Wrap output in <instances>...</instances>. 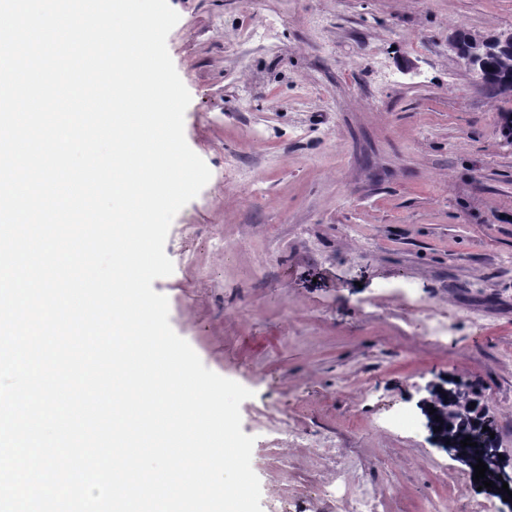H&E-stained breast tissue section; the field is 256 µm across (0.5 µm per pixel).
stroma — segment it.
I'll return each mask as SVG.
<instances>
[{"mask_svg": "<svg viewBox=\"0 0 512 512\" xmlns=\"http://www.w3.org/2000/svg\"><path fill=\"white\" fill-rule=\"evenodd\" d=\"M211 171L172 221L154 291L203 364L252 392L262 512L492 499L437 448L426 388L477 389L512 458V137L449 48L512 28V0H169ZM448 327L424 336L422 314ZM409 412L413 425L390 429Z\"/></svg>", "mask_w": 512, "mask_h": 512, "instance_id": "1", "label": "stroma"}]
</instances>
